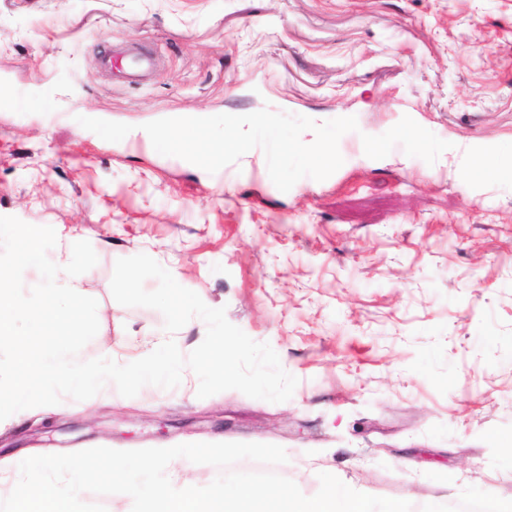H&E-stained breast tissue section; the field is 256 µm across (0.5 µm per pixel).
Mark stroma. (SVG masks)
I'll list each match as a JSON object with an SVG mask.
<instances>
[{
	"mask_svg": "<svg viewBox=\"0 0 512 512\" xmlns=\"http://www.w3.org/2000/svg\"><path fill=\"white\" fill-rule=\"evenodd\" d=\"M159 51L145 85L98 66L113 44ZM0 216L52 227L48 256L88 241L98 302L85 358L123 364L164 330L112 296L117 259L147 254L230 323L269 343L288 401L236 390L102 389L0 420V499L36 455L95 447L275 444L273 471L319 475L412 512L492 495L512 512V180L473 181L464 147L512 157V0H0ZM353 116L341 167L272 182L263 150L210 174L158 154L142 124L262 108ZM131 125L119 142L77 116ZM450 142L434 164L362 135L403 116Z\"/></svg>",
	"mask_w": 512,
	"mask_h": 512,
	"instance_id": "stroma-1",
	"label": "stroma"
}]
</instances>
